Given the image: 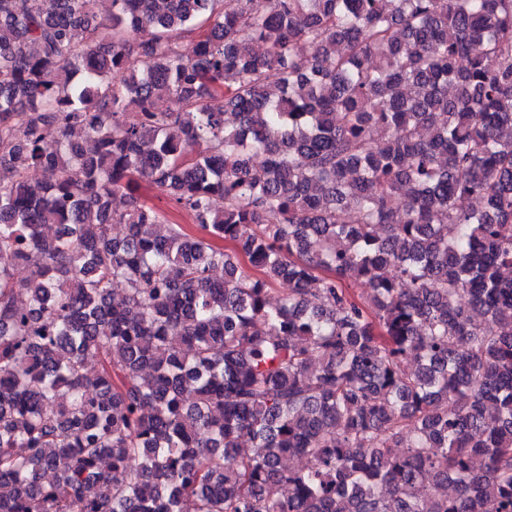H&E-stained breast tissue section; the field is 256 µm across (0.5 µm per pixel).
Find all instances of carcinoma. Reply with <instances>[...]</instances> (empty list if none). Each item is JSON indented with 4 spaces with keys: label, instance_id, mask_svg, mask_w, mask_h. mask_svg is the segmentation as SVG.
Returning <instances> with one entry per match:
<instances>
[{
    "label": "carcinoma",
    "instance_id": "obj_1",
    "mask_svg": "<svg viewBox=\"0 0 512 512\" xmlns=\"http://www.w3.org/2000/svg\"><path fill=\"white\" fill-rule=\"evenodd\" d=\"M111 2L0 0V512H512V0Z\"/></svg>",
    "mask_w": 512,
    "mask_h": 512
}]
</instances>
